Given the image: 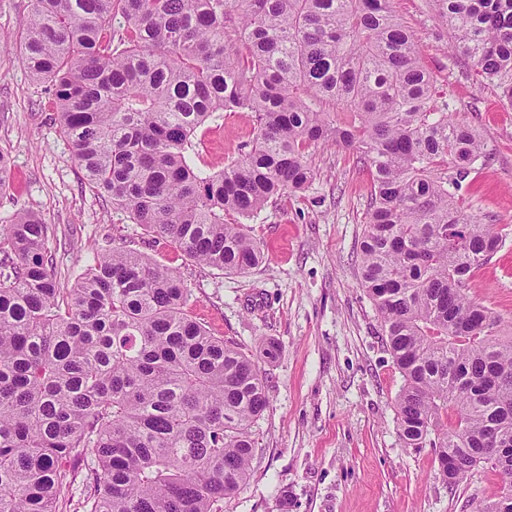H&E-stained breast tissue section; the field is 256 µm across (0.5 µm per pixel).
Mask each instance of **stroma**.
Instances as JSON below:
<instances>
[{"instance_id": "obj_1", "label": "stroma", "mask_w": 512, "mask_h": 512, "mask_svg": "<svg viewBox=\"0 0 512 512\" xmlns=\"http://www.w3.org/2000/svg\"><path fill=\"white\" fill-rule=\"evenodd\" d=\"M29 10L30 0L0 6V148L11 162L0 225L20 210L40 215L65 286L97 250L148 254L184 281L191 316L256 362L270 404L253 428L250 477L224 512H473L474 500L496 498L502 485L493 473L448 486L435 475L432 449L403 447L398 437L403 377L359 286L372 181L356 153L311 150L309 188L246 220L264 250L257 267L226 275L200 266L85 188L51 119L52 97L30 80L16 44ZM397 10L442 99L483 137L487 158L460 198L478 218L512 227V105L476 79L469 60L449 54L450 34L430 0H398ZM253 128L252 113H216L200 165L223 168ZM474 294L512 321V237L477 274Z\"/></svg>"}]
</instances>
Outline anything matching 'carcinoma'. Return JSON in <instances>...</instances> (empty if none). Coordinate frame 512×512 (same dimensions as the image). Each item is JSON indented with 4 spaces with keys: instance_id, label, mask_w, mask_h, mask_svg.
<instances>
[{
    "instance_id": "obj_1",
    "label": "carcinoma",
    "mask_w": 512,
    "mask_h": 512,
    "mask_svg": "<svg viewBox=\"0 0 512 512\" xmlns=\"http://www.w3.org/2000/svg\"><path fill=\"white\" fill-rule=\"evenodd\" d=\"M450 48L512 104V0H432ZM395 0H31L19 40L31 80L88 190L197 264L263 259L238 218L313 179L318 145L353 149L372 191L360 279L404 384L405 448H431L450 486L512 477V322L475 301L507 234L460 205L485 145L437 98ZM348 112L346 121L326 107ZM250 112L224 169L198 166L217 112ZM51 231L31 212L0 226V512H223L246 483L260 370L189 314L166 264L105 249L61 287Z\"/></svg>"
}]
</instances>
